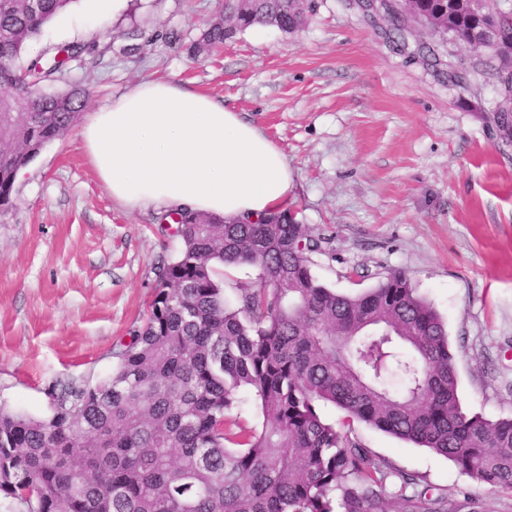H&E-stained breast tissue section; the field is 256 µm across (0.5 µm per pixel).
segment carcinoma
<instances>
[{
	"label": "carcinoma",
	"instance_id": "1",
	"mask_svg": "<svg viewBox=\"0 0 512 512\" xmlns=\"http://www.w3.org/2000/svg\"><path fill=\"white\" fill-rule=\"evenodd\" d=\"M75 0H0V92L56 79L91 50L65 44L51 57L17 60ZM224 15L189 48L197 58L255 25L292 33L299 0H223ZM481 0H414L411 18L384 15L415 52L434 45L489 54L497 111L512 112V52L496 45L512 12L488 18ZM80 86L34 97L33 110L0 112V207L15 173L62 137L87 103ZM182 247L164 265L149 315L95 385L49 387L50 416L0 406V493L23 512H457L417 476L395 472L352 440L364 423L447 457L492 488L512 490V418L461 408L447 326L402 271L373 287L340 292L312 272L321 238L288 212L228 223L183 209ZM248 266L262 287L238 282L225 294L224 268ZM405 378L397 393L393 371ZM250 393L261 424L231 414ZM344 413L325 421L320 403ZM340 492L339 502L332 493Z\"/></svg>",
	"mask_w": 512,
	"mask_h": 512
}]
</instances>
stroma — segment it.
I'll use <instances>...</instances> for the list:
<instances>
[{"instance_id": "35a3bbf8", "label": "stroma", "mask_w": 512, "mask_h": 512, "mask_svg": "<svg viewBox=\"0 0 512 512\" xmlns=\"http://www.w3.org/2000/svg\"><path fill=\"white\" fill-rule=\"evenodd\" d=\"M220 11L219 0H125L102 19L94 0H75L18 63L93 43L42 87L84 86L90 112L151 79L224 101L287 157L291 209L322 240L313 273L358 292L405 272L447 323L463 410L512 418V143L496 134L498 94L478 54L444 44L434 66L413 57L414 38L397 42L348 0H315L294 33L253 27L191 59ZM157 217L112 199L77 130L20 170L0 210V405L43 419L50 384L111 372L181 248ZM353 435L453 501L472 499L475 512H512V492L443 456L365 424Z\"/></svg>"}]
</instances>
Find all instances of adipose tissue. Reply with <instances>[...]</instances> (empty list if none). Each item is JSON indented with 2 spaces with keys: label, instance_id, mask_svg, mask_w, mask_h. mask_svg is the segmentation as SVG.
<instances>
[{
  "label": "adipose tissue",
  "instance_id": "adipose-tissue-1",
  "mask_svg": "<svg viewBox=\"0 0 512 512\" xmlns=\"http://www.w3.org/2000/svg\"><path fill=\"white\" fill-rule=\"evenodd\" d=\"M79 135L113 200L254 222L287 211L296 185L284 153L223 101L144 81L87 114Z\"/></svg>",
  "mask_w": 512,
  "mask_h": 512
}]
</instances>
